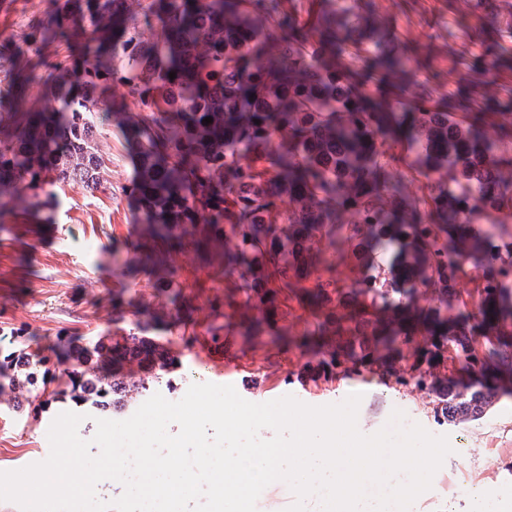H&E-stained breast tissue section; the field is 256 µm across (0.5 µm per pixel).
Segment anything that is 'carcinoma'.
Instances as JSON below:
<instances>
[{"label":"carcinoma","mask_w":512,"mask_h":512,"mask_svg":"<svg viewBox=\"0 0 512 512\" xmlns=\"http://www.w3.org/2000/svg\"><path fill=\"white\" fill-rule=\"evenodd\" d=\"M137 2L135 12L131 0H51L19 39L0 42V218L36 210L59 183L99 190V141L114 119L134 146L129 195L145 220L136 251L161 271L156 287L182 294L174 261L155 246L191 232L224 246L238 274L224 286V309L240 315L243 335L271 332L286 310L309 314L302 336L314 382L397 358L398 380L434 394L442 422L450 391L435 389L431 368L448 345L460 371L511 382L512 242L471 225L512 223V155L495 146L512 131L423 93L395 112L336 55L356 38L332 11L309 24L279 0ZM48 41L66 48L54 63L36 51ZM408 60L385 53L372 68L395 78ZM115 81L138 111L108 99ZM35 87L38 106L12 111ZM410 150L436 176L427 196L393 177ZM325 241L349 246L352 288L336 258L321 256ZM468 259L482 281L474 311L461 292ZM464 336L484 340L475 348ZM52 352L76 361L69 380L53 381L39 371L48 358L19 346L0 355V398L68 399L94 420L171 385L169 348L150 336Z\"/></svg>","instance_id":"cac0c4a2"}]
</instances>
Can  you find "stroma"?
I'll use <instances>...</instances> for the list:
<instances>
[{
  "instance_id": "stroma-1",
  "label": "stroma",
  "mask_w": 512,
  "mask_h": 512,
  "mask_svg": "<svg viewBox=\"0 0 512 512\" xmlns=\"http://www.w3.org/2000/svg\"><path fill=\"white\" fill-rule=\"evenodd\" d=\"M326 6L366 30L343 49L353 67L370 65L385 29L410 52V81L397 111H406L408 99L424 88L435 103L460 102L472 112L504 103L498 121L512 124L506 106L512 101V13L489 11L480 0H327ZM100 149L106 189L92 193L83 183H65L55 202L37 213L0 218V352L20 341L46 349L70 336L86 346L129 332L138 313L149 312L160 317L149 336L167 344L179 363L171 387L161 390L167 400H180L191 384L203 382L234 386L253 403L292 395L322 406L359 392V425L383 427L398 409L431 434L447 436L454 449L421 494L417 512H467L457 493L464 485L512 494V395L499 398L480 420L448 424L435 420L432 394L368 369L339 368L329 380L301 384L306 358L298 349L247 345L232 329L220 356L208 358L207 330L216 323L210 306L224 295V267L215 256H199L188 241L172 253L197 336L184 346L170 330L177 311L157 291L155 275L121 271V261H136L132 243L140 218L127 194L135 175L130 149L117 126L103 135ZM72 408L68 401L36 408L24 401L0 410V471L45 460L51 422ZM474 433L483 440V455L464 451Z\"/></svg>"
}]
</instances>
